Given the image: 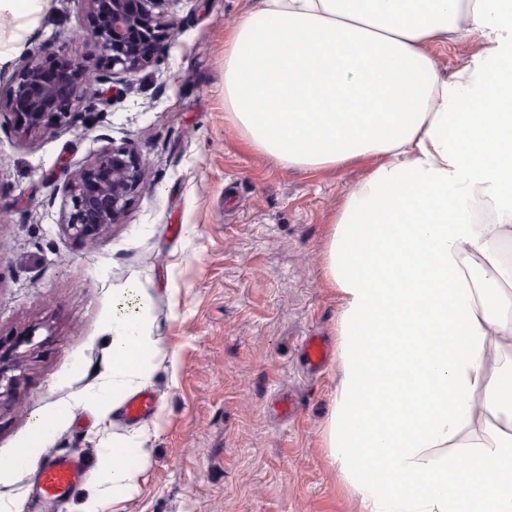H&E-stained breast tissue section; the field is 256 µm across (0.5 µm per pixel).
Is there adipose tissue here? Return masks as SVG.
Returning <instances> with one entry per match:
<instances>
[{
	"mask_svg": "<svg viewBox=\"0 0 512 512\" xmlns=\"http://www.w3.org/2000/svg\"><path fill=\"white\" fill-rule=\"evenodd\" d=\"M460 33L481 49L442 75L425 47ZM224 109L279 166L379 159L327 259L329 457L364 512H512V0H254L224 49ZM146 315L113 316L101 401L145 376Z\"/></svg>",
	"mask_w": 512,
	"mask_h": 512,
	"instance_id": "adipose-tissue-1",
	"label": "adipose tissue"
}]
</instances>
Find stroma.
I'll return each mask as SVG.
<instances>
[{
  "label": "stroma",
  "instance_id": "stroma-1",
  "mask_svg": "<svg viewBox=\"0 0 512 512\" xmlns=\"http://www.w3.org/2000/svg\"><path fill=\"white\" fill-rule=\"evenodd\" d=\"M251 0H179L156 65L86 111L26 140L0 112V353L18 343L23 378L0 402V457L48 423L36 456L80 454L86 476L55 512H363L332 464L326 426L337 356L309 369L303 342L337 347L341 295L325 272L346 193L377 160L297 171L256 152L224 109V42ZM76 0L0 15V83L19 60L64 48L97 51ZM134 147L145 181L118 224L95 241L67 234L72 175L102 151ZM147 304L158 344L133 391L153 414L123 421L96 396L112 377L117 305ZM129 443L136 487L102 476ZM35 468L0 483V512L35 504Z\"/></svg>",
  "mask_w": 512,
  "mask_h": 512
}]
</instances>
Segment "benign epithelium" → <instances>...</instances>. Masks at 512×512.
<instances>
[{"label":"benign epithelium","mask_w":512,"mask_h":512,"mask_svg":"<svg viewBox=\"0 0 512 512\" xmlns=\"http://www.w3.org/2000/svg\"><path fill=\"white\" fill-rule=\"evenodd\" d=\"M173 0H77L88 36L98 50L95 73L64 49L33 53L20 61L0 94V108L16 114L30 139L68 122L83 108L95 84L128 82L154 66L170 37L166 20ZM144 179L139 152L114 147L79 169L66 190L61 224L74 237L96 240L128 209ZM19 362L0 359V399L15 389Z\"/></svg>","instance_id":"7a95c632"}]
</instances>
